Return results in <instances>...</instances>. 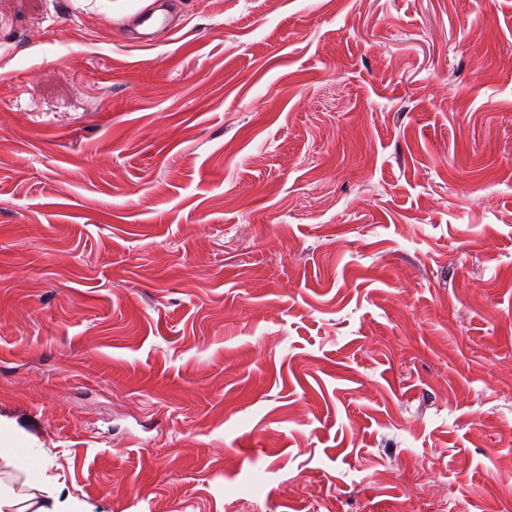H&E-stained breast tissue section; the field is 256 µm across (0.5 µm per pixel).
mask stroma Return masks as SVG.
<instances>
[{
	"label": "stroma",
	"mask_w": 512,
	"mask_h": 512,
	"mask_svg": "<svg viewBox=\"0 0 512 512\" xmlns=\"http://www.w3.org/2000/svg\"><path fill=\"white\" fill-rule=\"evenodd\" d=\"M174 2L0 0V479L501 512L512 0Z\"/></svg>",
	"instance_id": "stroma-1"
}]
</instances>
